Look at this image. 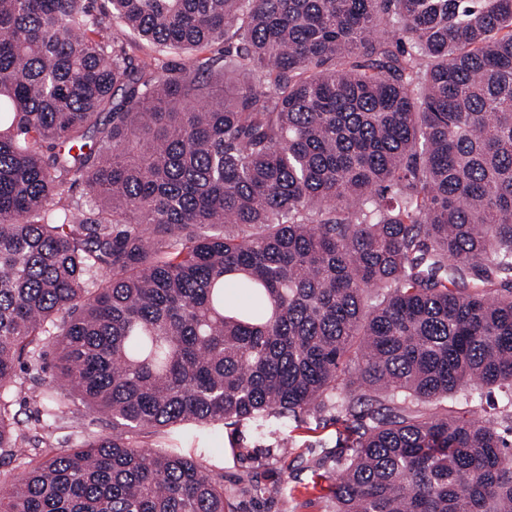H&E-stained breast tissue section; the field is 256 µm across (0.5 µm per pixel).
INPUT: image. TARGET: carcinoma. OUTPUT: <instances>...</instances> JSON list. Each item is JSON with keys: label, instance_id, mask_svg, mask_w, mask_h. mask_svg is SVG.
Segmentation results:
<instances>
[{"label": "carcinoma", "instance_id": "carcinoma-1", "mask_svg": "<svg viewBox=\"0 0 512 512\" xmlns=\"http://www.w3.org/2000/svg\"><path fill=\"white\" fill-rule=\"evenodd\" d=\"M91 4L0 0V512H231L134 434L330 409L335 512H512V0ZM79 420L57 424L49 429L51 441L55 446H68L74 444L83 435L108 434L112 432L111 419L98 413L89 411L78 405Z\"/></svg>", "mask_w": 512, "mask_h": 512}]
</instances>
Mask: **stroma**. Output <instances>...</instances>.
<instances>
[{
    "mask_svg": "<svg viewBox=\"0 0 512 512\" xmlns=\"http://www.w3.org/2000/svg\"><path fill=\"white\" fill-rule=\"evenodd\" d=\"M341 429L326 411L300 420L272 418L259 428L217 425L200 440L232 492L233 512H332ZM111 431L110 418L83 408L77 421L53 426L50 434L55 445L67 446L81 436ZM283 439L290 445L284 454L277 447Z\"/></svg>",
    "mask_w": 512,
    "mask_h": 512,
    "instance_id": "35a3bbf8",
    "label": "stroma"
}]
</instances>
